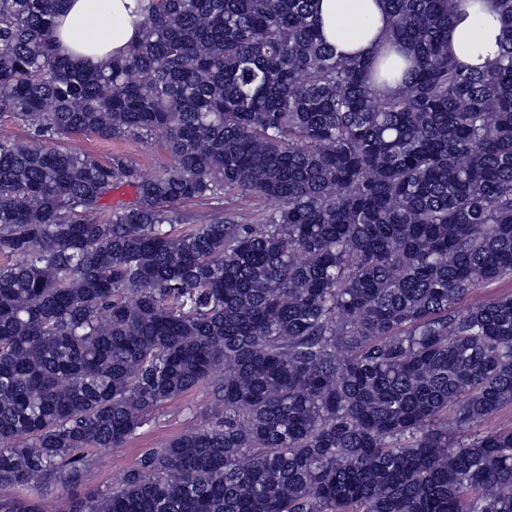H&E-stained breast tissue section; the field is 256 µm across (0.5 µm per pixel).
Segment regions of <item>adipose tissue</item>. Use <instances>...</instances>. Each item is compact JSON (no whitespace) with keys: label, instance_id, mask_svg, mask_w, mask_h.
Segmentation results:
<instances>
[{"label":"adipose tissue","instance_id":"1","mask_svg":"<svg viewBox=\"0 0 512 512\" xmlns=\"http://www.w3.org/2000/svg\"><path fill=\"white\" fill-rule=\"evenodd\" d=\"M150 0H65L51 40L54 50L94 69L126 54L141 37L140 21ZM315 24L336 51L374 56L389 21L387 0H318ZM502 27L490 3L457 14L448 32V51L478 68L499 51Z\"/></svg>","mask_w":512,"mask_h":512}]
</instances>
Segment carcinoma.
Returning <instances> with one entry per match:
<instances>
[{
  "mask_svg": "<svg viewBox=\"0 0 512 512\" xmlns=\"http://www.w3.org/2000/svg\"><path fill=\"white\" fill-rule=\"evenodd\" d=\"M456 1L389 0L400 73L336 54L316 0H152L98 69L50 49L63 0H0V512L49 486L63 512H512V428L480 429L512 406V294L467 303L512 278V0L481 71L448 55ZM84 133L169 163L59 145ZM202 384L208 422L78 494ZM61 145L76 151L95 153L105 160L121 156L142 168L147 174L159 171L169 160L161 141L147 143L133 136L103 140L93 134L76 135L62 140ZM231 206L249 218L256 219L261 215L262 212L267 210L268 203L266 200L259 198L256 195L243 194L235 195L231 199Z\"/></svg>",
  "mask_w": 512,
  "mask_h": 512,
  "instance_id": "carcinoma-1",
  "label": "carcinoma"
}]
</instances>
